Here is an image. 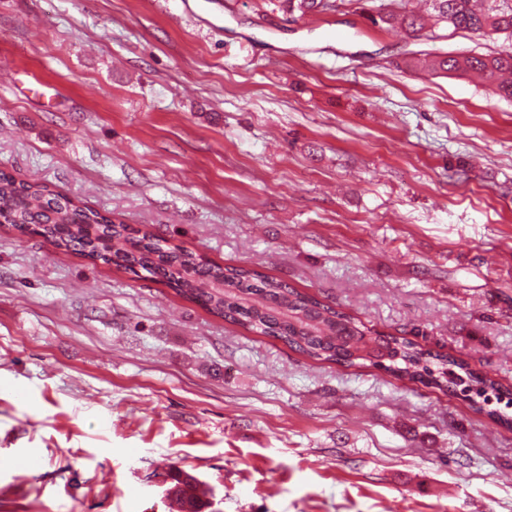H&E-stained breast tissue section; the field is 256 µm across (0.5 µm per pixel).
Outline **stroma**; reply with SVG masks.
Here are the masks:
<instances>
[{"instance_id":"stroma-1","label":"stroma","mask_w":512,"mask_h":512,"mask_svg":"<svg viewBox=\"0 0 512 512\" xmlns=\"http://www.w3.org/2000/svg\"><path fill=\"white\" fill-rule=\"evenodd\" d=\"M0 0V170L512 384V100L398 0ZM40 457L33 472L22 456ZM512 512V431L0 224V512ZM328 0H279L280 8L290 15L298 13L299 16L312 12H321L333 7ZM379 20L383 24H398L408 34L419 36L418 34L426 30V21L423 15L415 10L406 8L400 12H391L379 15ZM171 483L169 487L173 491L172 502L177 512H206L209 502L203 500L197 494V478L173 465L170 470Z\"/></svg>"}]
</instances>
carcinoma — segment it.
Masks as SVG:
<instances>
[{"label": "carcinoma", "instance_id": "carcinoma-1", "mask_svg": "<svg viewBox=\"0 0 512 512\" xmlns=\"http://www.w3.org/2000/svg\"><path fill=\"white\" fill-rule=\"evenodd\" d=\"M435 24L482 36L512 38V0H425ZM283 12L303 16L321 12L329 0H279ZM407 33L426 30L423 15L403 10L379 15ZM426 66L437 74L478 73L503 98L512 99V53L432 56ZM0 223L36 233L65 251L115 265L138 277L143 273L172 288L213 316L243 329L282 341L309 358L346 367L370 362L399 380L420 383L444 394L482 398L494 394L512 400V388L471 368L464 360L435 354L403 337H368L347 315L265 273L221 266L173 246L161 235L75 203L47 186L34 185L0 171ZM172 502L177 512H206L197 494V478L173 465Z\"/></svg>", "mask_w": 512, "mask_h": 512}]
</instances>
